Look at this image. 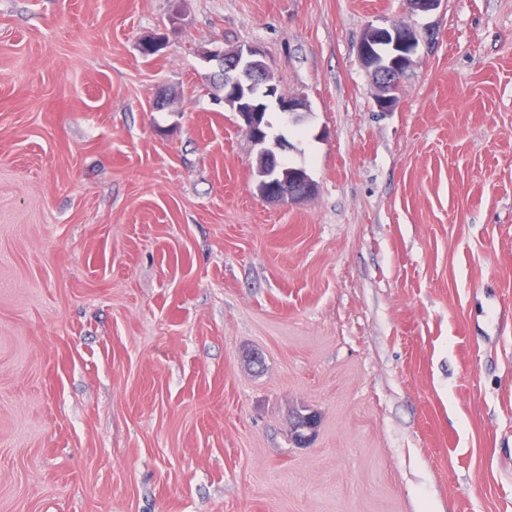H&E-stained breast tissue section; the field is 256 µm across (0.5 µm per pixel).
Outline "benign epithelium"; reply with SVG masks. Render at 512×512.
<instances>
[{
	"instance_id": "obj_1",
	"label": "benign epithelium",
	"mask_w": 512,
	"mask_h": 512,
	"mask_svg": "<svg viewBox=\"0 0 512 512\" xmlns=\"http://www.w3.org/2000/svg\"><path fill=\"white\" fill-rule=\"evenodd\" d=\"M420 42L419 32L411 27L396 23L387 26H368L358 46V54L363 66L369 71L376 88L374 102L379 109L390 111L396 106L394 98L398 96V87L412 65L413 56ZM221 61V76L224 83L231 89L243 87L260 89L267 100H276L279 111L283 112L287 121H299L300 114L308 111L307 100L302 96H292L284 101L274 94V84L268 82L269 69L263 60L262 50L257 46H240L237 52L228 56L218 53ZM224 105L236 113L239 128L250 141L266 151L271 161L278 157L279 141L269 144V137L258 127L257 114L242 112L232 107L229 101ZM317 186L310 177L280 187L272 188V192L263 191L261 195L273 202L295 203L308 199L316 194ZM317 416L309 412L304 414L303 423L291 428V438L300 445L308 443L316 433Z\"/></svg>"
}]
</instances>
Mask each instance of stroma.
Segmentation results:
<instances>
[{
  "mask_svg": "<svg viewBox=\"0 0 512 512\" xmlns=\"http://www.w3.org/2000/svg\"><path fill=\"white\" fill-rule=\"evenodd\" d=\"M248 44L296 204L208 58ZM0 512H512V0H0ZM383 41L388 57L381 58L379 53L371 55L369 44L373 41ZM420 42L419 32L411 27L396 23L387 26H368L358 46V54L363 66L369 71L376 88L374 102L379 111L394 109L398 96V87L403 77L412 66L413 56ZM394 60H399L401 66H395ZM402 68V69H401ZM260 194L273 202L295 203L300 200L308 199L316 194L317 186L309 176H303L301 179L291 183L284 184L281 187H273L272 192H261Z\"/></svg>",
  "mask_w": 512,
  "mask_h": 512,
  "instance_id": "stroma-1",
  "label": "stroma"
}]
</instances>
